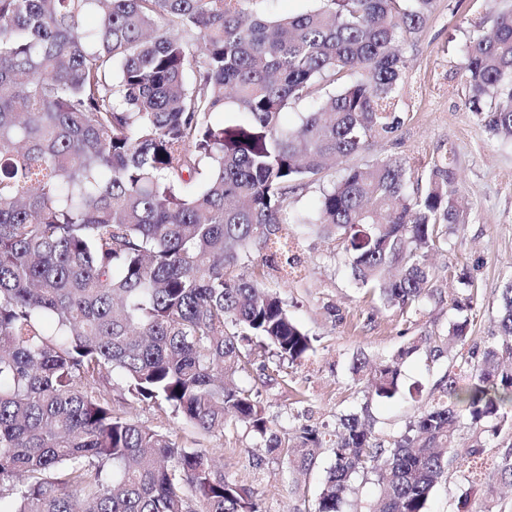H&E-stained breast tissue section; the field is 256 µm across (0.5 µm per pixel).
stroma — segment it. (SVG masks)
<instances>
[{"instance_id":"35a3bbf8","label":"stroma","mask_w":512,"mask_h":512,"mask_svg":"<svg viewBox=\"0 0 512 512\" xmlns=\"http://www.w3.org/2000/svg\"><path fill=\"white\" fill-rule=\"evenodd\" d=\"M506 5V0H434L423 30L399 44L406 62L396 98L404 117L401 128L392 137L369 140L363 151L341 159L321 181L289 197L288 212L294 215L311 210L323 188L344 169L378 159H408L415 163L413 180L422 181L433 161L450 157L467 222L452 235L451 251L429 255L439 291L408 320L395 307L371 301L354 288L334 237L300 236L295 252L305 266L301 280L287 284L270 275L264 283L286 300L294 319L314 337L316 350L301 364L284 368L281 381L262 382L254 364L240 379L281 438L312 423L334 430L340 416L357 410L356 353L379 361L414 338L447 333L459 318L448 300L456 287L448 277L449 265L466 268L486 298L470 327L471 343L483 344L493 330L499 292L512 273V143L477 125L467 104L462 49L473 34L490 30ZM441 373L440 366L428 365L424 353L409 357L402 366L399 397L372 406L378 430L393 435L413 419ZM112 384L113 398L121 400L135 421L167 433L179 447L216 449L217 471L253 490L265 512H312L331 463L328 454H321L308 474L292 476L282 459L268 453L246 428L202 435L174 419L166 407L128 396L120 378ZM468 507L470 512H512V490L490 475L476 487Z\"/></svg>"}]
</instances>
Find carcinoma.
I'll return each mask as SVG.
<instances>
[{
  "instance_id": "carcinoma-1",
  "label": "carcinoma",
  "mask_w": 512,
  "mask_h": 512,
  "mask_svg": "<svg viewBox=\"0 0 512 512\" xmlns=\"http://www.w3.org/2000/svg\"><path fill=\"white\" fill-rule=\"evenodd\" d=\"M246 2L0 0V512H264L213 449L115 408L114 374L204 433L245 426L294 472L328 451L313 512H342L360 475L378 486L369 512H428L453 463L512 426V277L482 354L465 348L482 290L461 273L446 336L379 364L356 355L361 413L328 436L307 426L286 450L239 387L245 339L278 357L260 366L269 383L314 350L254 265L299 277L290 227L337 236L356 287L408 315L437 293L426 253L467 223L446 157L413 192L406 159L350 168L283 218L330 163L403 123L397 44L433 0H320L276 18ZM464 54L477 124L512 142V5ZM422 348L447 369L383 437L369 406L398 395L400 364ZM462 427L475 436L461 448ZM495 470L512 487V448Z\"/></svg>"
}]
</instances>
